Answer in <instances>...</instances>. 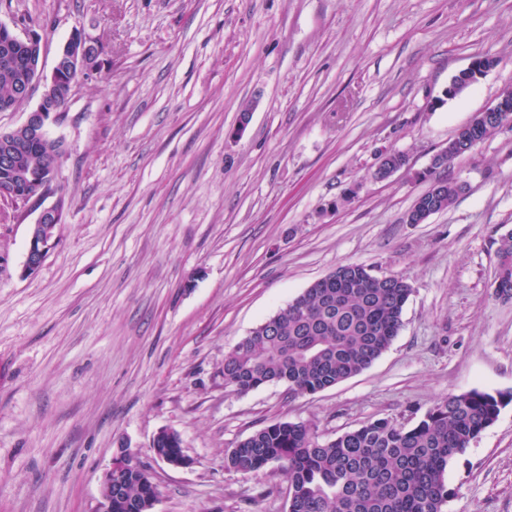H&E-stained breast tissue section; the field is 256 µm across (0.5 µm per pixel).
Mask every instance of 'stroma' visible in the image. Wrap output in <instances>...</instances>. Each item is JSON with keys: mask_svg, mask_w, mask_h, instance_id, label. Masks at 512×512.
I'll return each mask as SVG.
<instances>
[{"mask_svg": "<svg viewBox=\"0 0 512 512\" xmlns=\"http://www.w3.org/2000/svg\"><path fill=\"white\" fill-rule=\"evenodd\" d=\"M45 66L71 32L102 65L49 127L64 222L24 273L30 207H0V512H95L121 445L154 512H288L276 466L225 449L278 420L332 440L441 399L512 393V127L440 169L468 188L404 217L418 174L512 84V0H0ZM497 65L451 99L473 57ZM247 125H240L242 110ZM406 167L377 181L379 157ZM408 276L402 327L368 369L314 395L224 388V356L339 265ZM190 463L154 460L158 430ZM443 512H512V403L448 465ZM494 244L498 274L494 280L495 295L500 299L509 300L512 299V229L501 233Z\"/></svg>", "mask_w": 512, "mask_h": 512, "instance_id": "35a3bbf8", "label": "stroma"}]
</instances>
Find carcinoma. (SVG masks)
<instances>
[{
	"mask_svg": "<svg viewBox=\"0 0 512 512\" xmlns=\"http://www.w3.org/2000/svg\"><path fill=\"white\" fill-rule=\"evenodd\" d=\"M21 75L3 65L0 100L22 102ZM509 122L478 120L468 130L479 142ZM33 172L54 159L27 146ZM430 186L416 204L442 212L463 193L451 178ZM496 297L512 299V229L495 239ZM343 281L317 280L275 315L253 329L224 356V388L246 393L284 383L293 393L316 394L369 368L402 326L412 292L408 278L377 276L360 264L340 265ZM512 395L469 390L438 402L415 426L386 419L367 422L333 440L321 441L303 424L276 421L224 454V467L249 474L275 465L288 484V512H443L445 473L498 418ZM112 512H148L155 493L144 471L115 458Z\"/></svg>",
	"mask_w": 512,
	"mask_h": 512,
	"instance_id": "1",
	"label": "carcinoma"
}]
</instances>
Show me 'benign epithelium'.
<instances>
[{"instance_id": "1", "label": "benign epithelium", "mask_w": 512, "mask_h": 512, "mask_svg": "<svg viewBox=\"0 0 512 512\" xmlns=\"http://www.w3.org/2000/svg\"><path fill=\"white\" fill-rule=\"evenodd\" d=\"M0 34L5 37V50L19 47L28 50L26 75L19 83L20 94L28 97L35 86L42 87L39 101L28 112L26 120L13 129L0 131V169L19 184L26 186L22 193L16 191L1 193L0 201L13 207L22 205L38 210L34 223L29 227L24 263V272L32 274L40 268L56 242L57 226L62 223L63 210L58 200L49 205L45 204L47 198L51 196L47 186L55 177V169L49 168L37 174L29 171L25 158L17 150L16 139L26 132L30 139L43 144L54 158L61 156L63 143L46 137L47 127L60 117V110L49 101V97L52 95V89L65 75L70 77L67 100H72L78 94L81 87L80 77L95 70L98 64L99 42L82 29L73 31L60 46L51 72L46 74L42 68L44 46L38 34L29 32L21 36L2 23H0ZM492 68L493 65L487 63L485 58L477 57L464 70V74L468 83L473 84ZM95 512H112V468L110 467L103 474Z\"/></svg>"}]
</instances>
